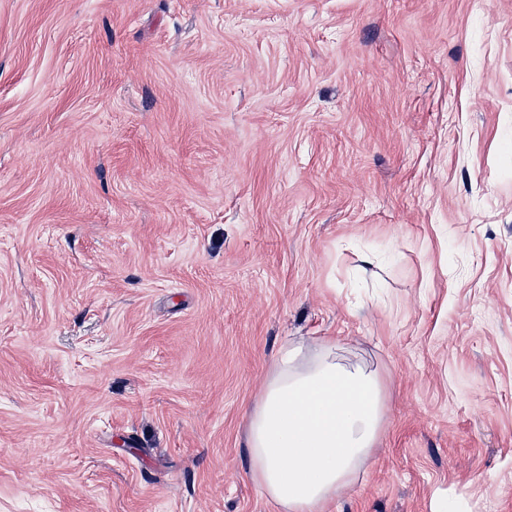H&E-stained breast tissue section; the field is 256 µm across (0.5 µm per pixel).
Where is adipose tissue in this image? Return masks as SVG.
<instances>
[{
    "mask_svg": "<svg viewBox=\"0 0 512 512\" xmlns=\"http://www.w3.org/2000/svg\"><path fill=\"white\" fill-rule=\"evenodd\" d=\"M377 370L335 340L284 344L247 414L251 477L278 512H327L385 427Z\"/></svg>",
    "mask_w": 512,
    "mask_h": 512,
    "instance_id": "obj_1",
    "label": "adipose tissue"
}]
</instances>
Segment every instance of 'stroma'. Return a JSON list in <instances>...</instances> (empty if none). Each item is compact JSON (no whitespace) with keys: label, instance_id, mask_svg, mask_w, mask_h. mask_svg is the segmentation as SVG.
Wrapping results in <instances>:
<instances>
[{"label":"stroma","instance_id":"35a3bbf8","mask_svg":"<svg viewBox=\"0 0 512 512\" xmlns=\"http://www.w3.org/2000/svg\"><path fill=\"white\" fill-rule=\"evenodd\" d=\"M300 336L388 396L328 512H512V0H0V512H276Z\"/></svg>","mask_w":512,"mask_h":512}]
</instances>
